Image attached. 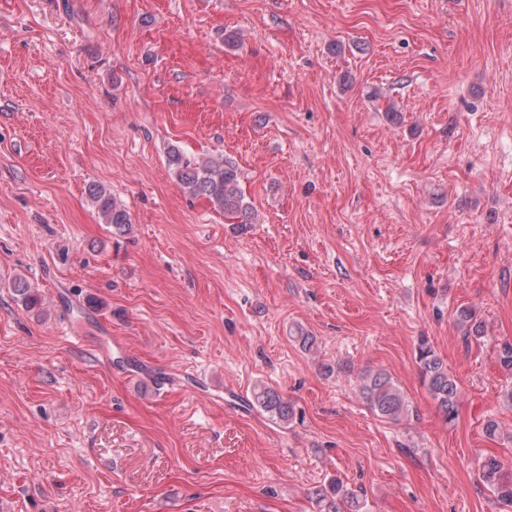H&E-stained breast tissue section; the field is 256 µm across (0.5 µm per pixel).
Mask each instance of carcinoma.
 <instances>
[{
    "label": "carcinoma",
    "mask_w": 512,
    "mask_h": 512,
    "mask_svg": "<svg viewBox=\"0 0 512 512\" xmlns=\"http://www.w3.org/2000/svg\"><path fill=\"white\" fill-rule=\"evenodd\" d=\"M167 162L182 189L192 197L206 198L214 208L224 213V220L231 224H251L254 209L246 201L241 188L240 172L236 164L224 155L187 157L177 148L167 153ZM88 194L96 204L102 220L117 229L130 223L126 210L118 207L107 190L99 185L88 188ZM18 299L27 308L40 303L37 294L22 279L13 282ZM455 322L464 332L465 340L481 338L480 325L475 313L468 307H460L454 314ZM417 359L422 383L444 421L452 425L459 412L460 390L456 378L448 371L443 360L425 340L418 344ZM356 386L370 409L380 418L393 424L408 420L412 414L409 400L394 378L383 369L365 370L357 375ZM251 405L272 419L289 424L296 420V407L278 390L258 384L252 391ZM482 478L496 494L498 500L512 506V477L502 474L501 462L494 458L484 459ZM322 499L328 501L327 512H365L366 497L361 489H352L336 478L320 490Z\"/></svg>",
    "instance_id": "1"
}]
</instances>
